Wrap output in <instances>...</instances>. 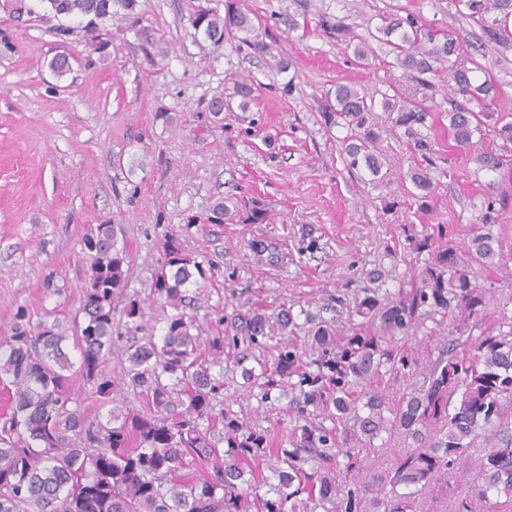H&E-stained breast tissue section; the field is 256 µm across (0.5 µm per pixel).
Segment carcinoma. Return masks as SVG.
<instances>
[{
  "instance_id": "obj_1",
  "label": "carcinoma",
  "mask_w": 512,
  "mask_h": 512,
  "mask_svg": "<svg viewBox=\"0 0 512 512\" xmlns=\"http://www.w3.org/2000/svg\"><path fill=\"white\" fill-rule=\"evenodd\" d=\"M136 0H0L13 21L78 18L90 41L99 39L98 21L131 12ZM479 20L487 42L512 46V0H457ZM225 13L197 7L188 22L213 44L224 33L253 32L246 13L224 3ZM377 32L398 34L395 64L406 73L443 76L446 89L462 98L448 113L455 145L463 151L481 121L474 107L497 97L490 81L481 83L462 62L458 40L419 17L395 14ZM407 104L382 102L391 124L404 129L424 160L433 154L421 133L430 116L429 85ZM336 117L350 135L344 139L347 167L376 176L381 161L372 123L375 100L355 87L338 84ZM408 177L421 198L430 197L432 178L423 169ZM402 230L409 249L427 255L415 269L412 288H383L382 273L363 274L362 286L338 288L316 310L281 307L226 315L224 335L208 339L201 355L197 325L183 308L188 289L206 280L203 264L168 239L165 260L155 274L154 291L163 305L164 334L157 343L144 330L136 299L123 310L130 270L126 246L118 245L112 224H99L84 239L93 254L91 273L81 286L82 321L73 341L77 370L102 404L112 405L106 420L88 419L72 392L73 367L62 343L60 323H32L26 308L15 313L11 335L0 340V386L12 391V408L0 415V512H512V316L503 302L497 331L472 335L475 320L492 300L473 285L465 259L492 260L498 240L480 232L462 247L442 242L443 233ZM334 313L327 318L326 312ZM362 318L340 330L336 315ZM457 314L455 334L437 355L424 360L407 348L425 321ZM275 319L285 338L267 347L266 328ZM126 339L124 378L112 379L106 364L115 342ZM236 351L241 375L258 389L259 402L274 407L289 397L294 425L282 439L274 431L252 429L229 410L215 413L224 391V348ZM268 350L259 368L245 362L254 349ZM413 375L400 396L382 387L383 378ZM143 399L139 409L118 405V393ZM390 454L384 475L365 480L363 441ZM224 443V449L218 444ZM198 475H181L186 457ZM264 463L277 477L264 494L243 488V463ZM469 463L479 482L440 504L438 492Z\"/></svg>"
}]
</instances>
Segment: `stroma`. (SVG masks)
<instances>
[{
  "label": "stroma",
  "instance_id": "35a3bbf8",
  "mask_svg": "<svg viewBox=\"0 0 512 512\" xmlns=\"http://www.w3.org/2000/svg\"><path fill=\"white\" fill-rule=\"evenodd\" d=\"M198 5L220 9L224 0H136L134 20L101 23V52L82 33L64 43L51 23L19 25L0 12V38L12 44L0 46V339L21 305L32 321L69 326L92 262L83 238L99 224L114 225L130 254L117 304L139 300L148 336H160L166 315L153 278L171 236L213 264L193 311L206 336L221 333L222 316L235 310L320 305L374 268L387 288L408 286L416 258L402 225H445L456 246L480 231L489 199L504 256L472 264L470 275L494 301L512 293V144L495 134L512 111V47L478 52L482 27L454 0H238L250 39L228 36L218 48L188 23ZM390 13L452 32L469 48L465 66L500 92L482 120L483 143L502 156L490 171L456 149L452 103L432 77L435 189L424 203L407 177L420 159L388 113L374 112L377 177L346 168L348 130L331 118L340 83L378 104L412 97L419 78L395 66L389 45L370 40L362 63L336 33L366 34ZM60 55L71 65L61 77L50 68ZM237 79L254 83L248 107L209 112ZM220 202L231 219L201 223ZM255 242L264 253L251 251ZM224 382L221 403L243 423L289 430L284 406L258 407L240 373Z\"/></svg>",
  "mask_w": 512,
  "mask_h": 512
}]
</instances>
